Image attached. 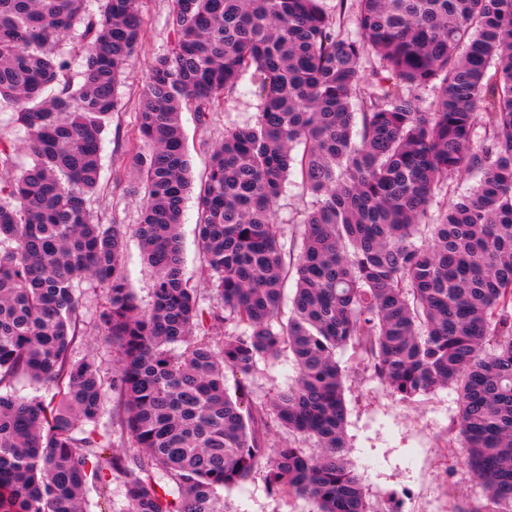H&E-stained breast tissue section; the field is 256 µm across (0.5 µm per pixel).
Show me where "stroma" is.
Instances as JSON below:
<instances>
[{"mask_svg": "<svg viewBox=\"0 0 512 512\" xmlns=\"http://www.w3.org/2000/svg\"><path fill=\"white\" fill-rule=\"evenodd\" d=\"M172 0H141L142 41L118 89V110L102 144L98 189L87 205L102 223L132 226L140 220V199L128 193V157L115 142L116 134H130L137 125L139 86L152 62L167 54L174 35L167 24ZM252 74H244L238 90L224 98L207 121L184 111L180 119L194 179H201L210 148L222 142L227 130L254 123L261 101ZM313 196L297 175H289L275 207V219L286 229L287 244H296L300 214L311 208ZM197 201L188 196L180 235L183 274L196 288L202 308L220 306L214 286L200 270ZM123 273L141 308L153 299V277L138 239L125 238ZM80 334L71 346L73 360L95 359L104 376L112 374V350L101 339L98 312L105 303L102 284L84 280L77 288ZM336 359L346 374V436L348 459L363 481L374 512H476L484 502L481 486L464 460L458 434V402L453 389L442 387L404 400L393 394L375 374L371 361L358 346L338 350ZM296 377L291 356L280 353L262 361L248 375L228 373L229 390L248 389V401L270 402ZM226 512H316L307 497L272 493L263 473L224 493Z\"/></svg>", "mask_w": 512, "mask_h": 512, "instance_id": "1", "label": "stroma"}]
</instances>
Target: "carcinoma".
<instances>
[{
    "mask_svg": "<svg viewBox=\"0 0 512 512\" xmlns=\"http://www.w3.org/2000/svg\"><path fill=\"white\" fill-rule=\"evenodd\" d=\"M358 4L351 40L319 0H174L173 48L150 66L136 137L123 140L142 199L132 232L155 278L142 310L122 272L127 228L86 208L141 40L138 0H104L98 16L82 0H0V101L32 159L13 175L18 149L0 141V512H84L87 486L103 495L113 476L127 512H224L219 490L262 464L269 490L308 496L317 512H371L348 459L336 352L349 344L404 399L456 388L481 512H512V0ZM78 26L79 83L54 52ZM369 52L380 58L373 93L360 75ZM251 69L261 112L212 148L197 195L202 273L221 313L201 308L183 276L192 180L179 113L205 121ZM426 86L430 108L415 94ZM294 171L315 201L291 252L275 205ZM462 171L475 187L418 240L436 192ZM85 279L105 286L108 381L95 360L70 358ZM230 319L249 333L212 343ZM284 348L297 379L271 406L228 394L226 371L248 374ZM21 376L56 383L57 396L15 395ZM109 395L119 449L95 429ZM271 414L320 453L269 445Z\"/></svg>",
    "mask_w": 512,
    "mask_h": 512,
    "instance_id": "cac0c4a2",
    "label": "carcinoma"
}]
</instances>
